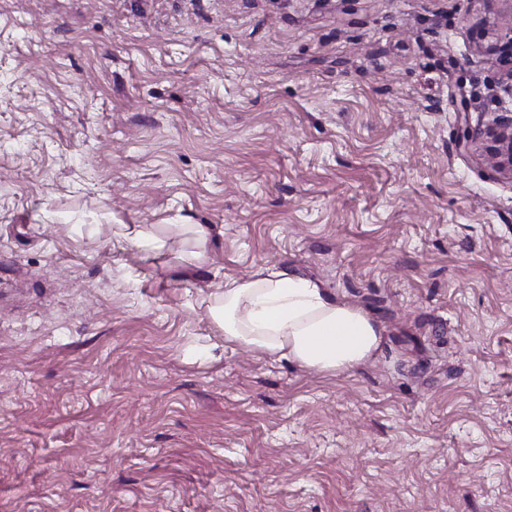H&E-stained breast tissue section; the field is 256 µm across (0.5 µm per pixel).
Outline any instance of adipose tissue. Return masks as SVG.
<instances>
[{"label":"adipose tissue","instance_id":"1","mask_svg":"<svg viewBox=\"0 0 512 512\" xmlns=\"http://www.w3.org/2000/svg\"><path fill=\"white\" fill-rule=\"evenodd\" d=\"M211 314L225 341L324 373L367 362L382 341L362 310L315 281L270 267L225 282Z\"/></svg>","mask_w":512,"mask_h":512}]
</instances>
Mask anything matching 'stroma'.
I'll return each instance as SVG.
<instances>
[{
    "label": "stroma",
    "instance_id": "35a3bbf8",
    "mask_svg": "<svg viewBox=\"0 0 512 512\" xmlns=\"http://www.w3.org/2000/svg\"><path fill=\"white\" fill-rule=\"evenodd\" d=\"M511 7L0 0V512H512ZM272 266L376 355L225 342ZM462 141L480 160L512 181V113L496 116L487 125L482 139L465 129ZM192 251L189 252V262L202 265L207 260L209 230L202 224L191 225Z\"/></svg>",
    "mask_w": 512,
    "mask_h": 512
}]
</instances>
